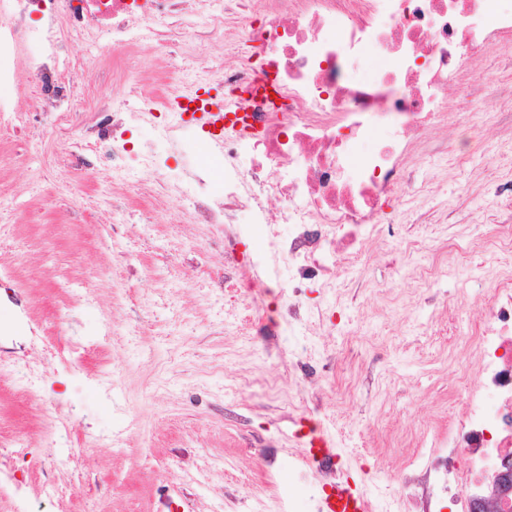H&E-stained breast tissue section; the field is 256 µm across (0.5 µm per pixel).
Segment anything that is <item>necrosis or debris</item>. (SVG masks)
<instances>
[{"mask_svg": "<svg viewBox=\"0 0 512 512\" xmlns=\"http://www.w3.org/2000/svg\"><path fill=\"white\" fill-rule=\"evenodd\" d=\"M241 18L256 22L250 42L218 76L225 100L245 107L242 121L212 135L224 154L222 195L212 194L209 172L174 176L166 164L187 133L177 107L186 83L134 101L96 88L75 111L84 73L69 60L67 34L108 32L99 55L112 61L113 86L133 92L142 79L122 67L120 51L145 41L166 49L176 29L200 41ZM28 42L39 50L19 60ZM474 46L512 57V0H0V90L29 70L38 110L77 131L78 163L106 152L113 174L146 175L149 197L187 207L192 223L226 225L225 240L241 234V213L265 225L267 246L246 285L291 296L326 287L371 240L411 250L378 217L396 199L422 130L451 120L444 100L450 82L466 80ZM371 48L382 59L362 81L356 64ZM158 111L167 114L164 151H129L126 128ZM479 250L512 257V225L489 240L459 236L445 256L416 267L430 288L475 271L487 288L475 301L478 322L459 339L462 416L448 437L416 436L421 465L401 490L415 498L430 483L455 512H512V488L500 487L512 473V267H473Z\"/></svg>", "mask_w": 512, "mask_h": 512, "instance_id": "necrosis-or-debris-1", "label": "necrosis or debris"}]
</instances>
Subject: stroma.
<instances>
[{
	"label": "stroma",
	"mask_w": 512,
	"mask_h": 512,
	"mask_svg": "<svg viewBox=\"0 0 512 512\" xmlns=\"http://www.w3.org/2000/svg\"><path fill=\"white\" fill-rule=\"evenodd\" d=\"M251 33L249 20L180 59L220 69ZM501 65L470 55L471 82L448 102V128L423 132L410 181L383 216L416 254L372 248L329 288H309L306 308L330 322L289 333L277 288L254 291L224 279V227L193 224L175 205L151 208L135 197L137 178L113 197L92 168L65 152L45 175L29 163L56 117L39 113L0 140V512H317L322 474L294 468L321 436L342 473L393 512H409L400 483L411 439L447 434L462 410L448 350L474 316V278L428 288L411 276L415 257L452 243L458 226L488 238L493 226L477 198L512 167V115L498 117L501 90L487 77ZM470 152L457 165L446 149ZM83 190L85 223L57 181ZM430 194L428 217L406 216L402 199ZM126 215L111 223L113 205ZM83 299L67 305L68 293ZM104 349L93 343L103 326ZM85 345L82 361L67 360ZM341 357L359 373L356 392L310 386L289 362ZM276 381L270 392L267 381Z\"/></svg>",
	"instance_id": "stroma-1"
}]
</instances>
